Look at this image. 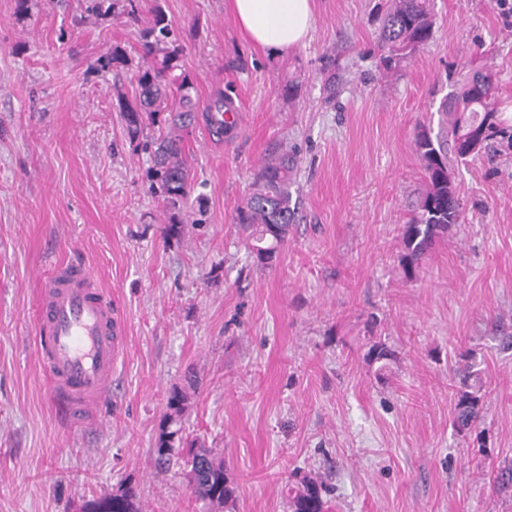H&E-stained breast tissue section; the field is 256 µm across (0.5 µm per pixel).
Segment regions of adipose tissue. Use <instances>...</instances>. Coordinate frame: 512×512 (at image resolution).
Listing matches in <instances>:
<instances>
[{
    "instance_id": "adipose-tissue-1",
    "label": "adipose tissue",
    "mask_w": 512,
    "mask_h": 512,
    "mask_svg": "<svg viewBox=\"0 0 512 512\" xmlns=\"http://www.w3.org/2000/svg\"><path fill=\"white\" fill-rule=\"evenodd\" d=\"M243 38L273 55L302 46L314 24V0H226Z\"/></svg>"
}]
</instances>
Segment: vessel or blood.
Wrapping results in <instances>:
<instances>
[{"mask_svg":"<svg viewBox=\"0 0 512 512\" xmlns=\"http://www.w3.org/2000/svg\"><path fill=\"white\" fill-rule=\"evenodd\" d=\"M37 347L55 405L82 424L112 396L124 354V325L91 269L57 263L39 290Z\"/></svg>","mask_w":512,"mask_h":512,"instance_id":"obj_1","label":"vessel or blood"}]
</instances>
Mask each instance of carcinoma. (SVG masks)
I'll list each match as a JSON object with an SVG mask.
<instances>
[{
  "mask_svg": "<svg viewBox=\"0 0 512 512\" xmlns=\"http://www.w3.org/2000/svg\"><path fill=\"white\" fill-rule=\"evenodd\" d=\"M433 0H389L381 17L379 45L380 63L384 71L397 69L432 37ZM142 64L137 66L136 90L133 99L117 94L119 112L130 144L134 149L150 153L153 166L149 177L155 188L176 208L190 192L189 175L184 159V139L195 122L197 101L191 95L193 81L181 65L183 46L172 22L157 10L140 33ZM124 49L97 61V71L130 66ZM443 115L436 135L423 129L415 139L427 185L408 224L403 229L404 250L401 263L407 278H412L422 258L448 228L460 223L463 203L453 183L448 181V149L460 159L465 158L462 140L472 131L485 130L481 147L507 133L494 108L492 79L477 71L467 80L453 101L441 102ZM294 158L284 153L264 163L258 171L249 196L236 210L235 220L249 231L248 248L258 265L271 267L277 263L288 240L291 224L296 222L292 206L291 173ZM197 380L188 379L187 387H175L167 401L170 410L166 423L178 422ZM482 393L479 383H463L458 392L455 423L461 428L482 420ZM181 429L162 430L151 450L159 468L181 455L188 469L190 483L197 499L207 505V512H218L235 499L236 488L224 472V461L215 457L212 448L183 444ZM292 512H324V502L316 480L303 481L291 501ZM84 512H139L137 494L131 487L90 502Z\"/></svg>",
  "mask_w": 512,
  "mask_h": 512,
  "instance_id": "obj_1",
  "label": "carcinoma"
}]
</instances>
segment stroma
<instances>
[{"label": "stroma", "mask_w": 512, "mask_h": 512, "mask_svg": "<svg viewBox=\"0 0 512 512\" xmlns=\"http://www.w3.org/2000/svg\"><path fill=\"white\" fill-rule=\"evenodd\" d=\"M225 0H138V16L86 17L85 0L27 16L0 0V512H79L134 487L142 512H202L181 459L158 471L167 399L200 384L181 422L217 449L236 499L224 512H291L286 490L322 484L326 512H512V140L448 171L464 207L406 278L403 227L426 188L421 126L474 70L512 126V0H434L433 35L384 73L386 0H315L310 40L282 57L244 43ZM160 8L183 35L200 108L186 138L191 213L181 238L116 109L131 73L93 72ZM295 85L287 95V85ZM296 159L297 221L276 266H257L234 221L260 166ZM85 262L125 322L124 360L97 420L52 406L34 336L41 277ZM384 345L393 357L373 362ZM483 386V419L454 423L457 368Z\"/></svg>", "instance_id": "1"}]
</instances>
